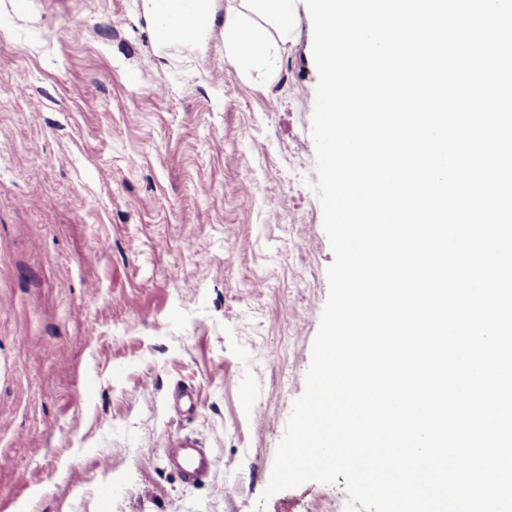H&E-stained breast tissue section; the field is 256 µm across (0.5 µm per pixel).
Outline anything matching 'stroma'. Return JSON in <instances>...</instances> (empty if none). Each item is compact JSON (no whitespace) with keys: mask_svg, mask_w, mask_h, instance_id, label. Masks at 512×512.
Instances as JSON below:
<instances>
[{"mask_svg":"<svg viewBox=\"0 0 512 512\" xmlns=\"http://www.w3.org/2000/svg\"><path fill=\"white\" fill-rule=\"evenodd\" d=\"M293 6L247 68L242 0L197 49L142 0H0V512H346L341 482L263 495L334 260ZM184 436L214 460L196 483ZM224 44L231 59L243 64L265 57L271 39L264 28L249 19L240 18L225 25ZM199 447L194 439L183 437L173 442L167 450V457L190 480H202L211 469L210 455Z\"/></svg>","mask_w":512,"mask_h":512,"instance_id":"obj_1","label":"stroma"}]
</instances>
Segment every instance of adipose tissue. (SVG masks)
I'll return each mask as SVG.
<instances>
[{"label": "adipose tissue", "mask_w": 512, "mask_h": 512, "mask_svg": "<svg viewBox=\"0 0 512 512\" xmlns=\"http://www.w3.org/2000/svg\"><path fill=\"white\" fill-rule=\"evenodd\" d=\"M247 18L232 21L224 27V44L233 61L247 63L265 57L271 39L267 31L257 25V18L271 17L276 22L280 39H288L294 25L293 0H243ZM165 37L184 40L181 23L190 19L193 32H200L209 14L211 0H144Z\"/></svg>", "instance_id": "1"}]
</instances>
